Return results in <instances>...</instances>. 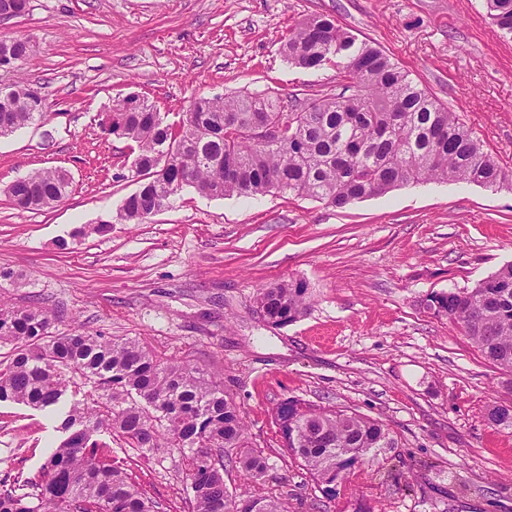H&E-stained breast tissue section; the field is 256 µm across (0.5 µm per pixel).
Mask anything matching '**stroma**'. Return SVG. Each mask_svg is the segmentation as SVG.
<instances>
[{"label":"stroma","instance_id":"obj_1","mask_svg":"<svg viewBox=\"0 0 512 512\" xmlns=\"http://www.w3.org/2000/svg\"><path fill=\"white\" fill-rule=\"evenodd\" d=\"M313 13L377 42L512 172V38L483 0H30L25 16L0 22V39L32 45L29 60L0 67V87L27 80L50 117L0 136V270L14 274L0 295L55 312L59 330L128 336L222 378L271 456L264 489L284 493L290 512H309L318 491L279 447L273 411L287 399L356 409L401 442L381 467L338 483L324 512H512V429L485 415L508 397L502 376L457 324L421 306L512 263V189L429 182L337 209L187 187L144 223L117 217L137 184L127 142L102 131L113 102L136 93L173 122L199 96L336 93L333 68L299 69L280 54ZM51 166L72 178L64 199L10 205V183ZM289 280L307 283L311 305L267 327L256 290ZM61 439L48 412L0 403V481L37 479ZM105 440L163 512H185L179 455L145 458L119 435ZM420 460L426 482L392 479Z\"/></svg>","mask_w":512,"mask_h":512}]
</instances>
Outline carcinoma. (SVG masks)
Instances as JSON below:
<instances>
[{"instance_id": "obj_1", "label": "carcinoma", "mask_w": 512, "mask_h": 512, "mask_svg": "<svg viewBox=\"0 0 512 512\" xmlns=\"http://www.w3.org/2000/svg\"><path fill=\"white\" fill-rule=\"evenodd\" d=\"M486 14L512 36V0H485ZM32 53L28 39H0L14 64ZM284 59L302 69L336 68L340 92L293 96L264 92L195 100L177 122L139 95L113 104L108 134L130 143L139 186L119 218L141 224L185 187L211 198L290 194L344 208L355 200L427 181L466 182L498 190L509 175L456 113L370 40L324 14H311L284 37ZM40 91L25 81L0 92V126L43 123ZM276 130L263 143L255 123ZM66 171L44 168L7 189L18 209L39 210L68 195ZM255 305L275 328L310 306L303 281L256 291ZM424 309L461 327L512 392V263L472 289L431 293ZM56 318L36 306L0 301V402L33 409L65 408V437L41 468L33 490L0 492V512H161L124 462L97 439L118 433L145 455L178 452L190 489L189 512H289L275 493L238 496L224 481V461L247 479H264L270 456L252 445L243 416L224 383L187 360L162 358L138 340L83 329L54 331ZM488 421L512 429V409L488 406ZM282 450L330 500L344 475L372 467L399 447L380 419L298 399L274 412Z\"/></svg>"}]
</instances>
